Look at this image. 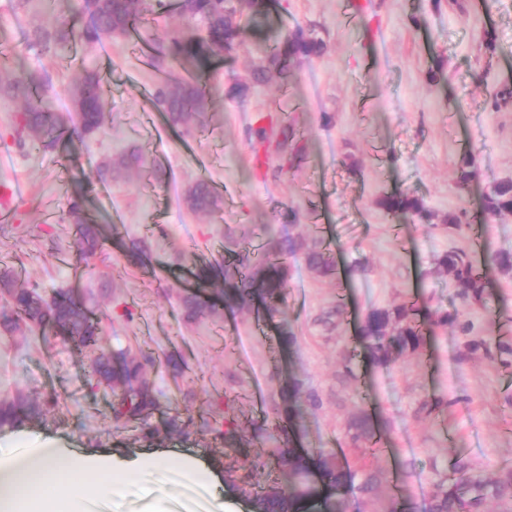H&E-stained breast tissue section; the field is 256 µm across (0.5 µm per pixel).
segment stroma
Segmentation results:
<instances>
[{"instance_id":"stroma-1","label":"stroma","mask_w":512,"mask_h":512,"mask_svg":"<svg viewBox=\"0 0 512 512\" xmlns=\"http://www.w3.org/2000/svg\"><path fill=\"white\" fill-rule=\"evenodd\" d=\"M57 18L47 0L21 8L0 0V43L17 71L49 81L53 106L69 123L71 88L96 72L105 117L95 133L38 151L18 142L21 101L0 95V182L26 187L0 231V270L47 298L73 290L113 356L150 357L156 433L148 439L137 425L113 423L114 396L93 378L92 352L51 330L0 329V400L21 390L49 404L23 436L0 431L5 454L49 444L121 459L177 448L207 462L221 481L215 492L172 468L146 466L113 493L111 512H251L255 492L287 484L266 432L274 405L297 381L310 405L295 447L334 452L356 478H378L372 492L349 497L347 512H390L402 500L409 512H425L433 485L459 462L492 479L512 471V366L495 348L512 341V275L490 263L492 254L512 252V215L476 219L484 195L512 180V101L487 107L496 87L512 84V0H272L234 50L202 68L161 70L151 55L183 27L178 14L142 29L135 45L106 37L50 53L28 49L26 31ZM269 28L302 29L325 49L302 59L290 84L252 82ZM433 70L441 79L430 80ZM163 75L207 86L194 136L171 129L154 107ZM237 82L247 91L230 95ZM468 151L477 176L463 187L457 168ZM109 160L111 179L98 180ZM201 179L219 192L220 211L187 207L186 193ZM78 194L105 236L87 256L77 252L69 213ZM395 194L419 198L431 220L379 207ZM462 210L471 225L442 230L443 217ZM279 224L305 245L320 243L335 272L317 274L304 252H287L282 311L192 314L186 277L224 262L234 278L239 258L261 249ZM135 241L146 245L138 261L129 256ZM451 249L486 274L483 305L465 311L471 335L438 327L416 351L372 364L360 340L370 310L458 305L456 283L434 264ZM356 263L361 272L349 273ZM285 328L293 344H284ZM362 414L375 436L356 448L350 425Z\"/></svg>"}]
</instances>
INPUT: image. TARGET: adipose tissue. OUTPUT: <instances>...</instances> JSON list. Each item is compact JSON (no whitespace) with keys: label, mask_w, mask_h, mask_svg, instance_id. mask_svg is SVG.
I'll return each instance as SVG.
<instances>
[{"label":"adipose tissue","mask_w":512,"mask_h":512,"mask_svg":"<svg viewBox=\"0 0 512 512\" xmlns=\"http://www.w3.org/2000/svg\"><path fill=\"white\" fill-rule=\"evenodd\" d=\"M147 464L174 466L211 484L217 477L199 457L157 448L121 463L91 452L62 455L39 448L22 460H0V512H89L109 500L116 481L132 477Z\"/></svg>","instance_id":"adipose-tissue-1"}]
</instances>
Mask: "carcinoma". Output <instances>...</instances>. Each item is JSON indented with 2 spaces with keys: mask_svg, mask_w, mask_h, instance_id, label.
<instances>
[{
  "mask_svg": "<svg viewBox=\"0 0 512 512\" xmlns=\"http://www.w3.org/2000/svg\"><path fill=\"white\" fill-rule=\"evenodd\" d=\"M244 7L252 15L261 16L268 10V0H99L97 18L81 32H75L74 24L63 16L52 30L39 26L30 29L27 42L31 48L48 51L56 45L72 42L77 35L87 44L97 43L105 36L126 39L133 33L139 34L149 21L176 12L185 20L187 30L169 38L166 47L158 52V63L170 61L183 66H201L241 40L244 30L240 16ZM322 50L323 43L305 35L301 29L272 34L264 40L268 65L255 70L253 80L263 82L267 73L273 71L281 83L286 84L300 58L318 55ZM8 92L27 103L18 117L17 134L39 148L57 146L67 129L51 109L48 85L38 78L24 77L14 80ZM71 94L81 132H95L102 124L105 111L98 74L86 73L73 86ZM153 98L170 126L181 127L188 133L192 118L204 112L206 94L196 83L173 84L162 80L155 85ZM475 176V157L468 152L460 159L458 182L466 186ZM186 203L194 212L212 213L220 209L222 200L207 181L199 180L188 192ZM380 205L391 214L431 218L423 203L408 195L386 196ZM81 211L80 199H73L69 212L81 224L77 251L85 255L98 248L100 233L96 226L82 224ZM506 213L512 214V181L495 185L482 203V214L488 220ZM468 223L467 212L450 213L442 229L453 234ZM300 248L302 243L288 235L285 228H270L261 257L239 259L240 264L249 269L248 275L230 284V291L218 295L210 304L201 301L197 294L191 296L188 307L194 313L204 309L213 312L224 300L247 305L257 301L269 312L279 311L284 303L286 283L285 268L279 257L286 249ZM306 259L320 274L327 275L332 270L324 252L317 246L307 249ZM437 268L456 282L463 306L483 302L486 281L467 254L450 250L438 258ZM221 276L223 268L219 264L201 268L195 274L197 287L206 288ZM448 324L458 327L464 335L471 331V323L464 319L463 310L459 308L430 311L401 305L392 310L374 309L367 313L361 329L364 355L375 363L384 364L394 350L417 349L425 326ZM0 326L9 332L48 328L74 346L97 353L93 374L98 383L107 385L116 394L112 405L113 422L137 421L146 435H155L156 430L148 424V416L156 406V398L144 379L145 365L134 358L112 362V355L105 353L102 346L98 321L69 293L61 291L46 300L34 289L17 286L13 272H0ZM306 409L307 402L301 399V385L296 381L289 394L288 411L278 421L295 427ZM42 413L41 403L19 393L0 403V428L38 418ZM278 459L288 467L289 476L295 482L287 491L272 486L256 495V512H346L348 496L353 491L351 475L336 461L334 454L321 451L314 459L304 451L288 447L280 449ZM489 499L512 502V474L490 481L460 464L453 476L437 483L430 492L429 512H484L483 505Z\"/></svg>",
  "mask_w": 512,
  "mask_h": 512,
  "instance_id": "carcinoma-1",
  "label": "carcinoma"
}]
</instances>
